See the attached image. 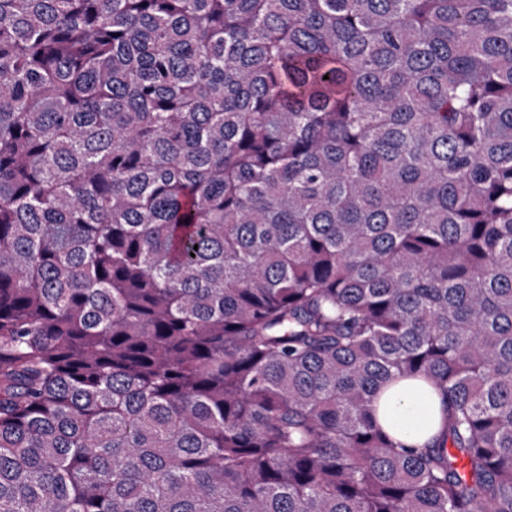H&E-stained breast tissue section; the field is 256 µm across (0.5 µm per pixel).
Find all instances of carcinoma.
<instances>
[{"label": "carcinoma", "mask_w": 512, "mask_h": 512, "mask_svg": "<svg viewBox=\"0 0 512 512\" xmlns=\"http://www.w3.org/2000/svg\"><path fill=\"white\" fill-rule=\"evenodd\" d=\"M0 512H512V0H0ZM407 381L384 388L379 394L377 417L385 427L389 414H395L403 417L408 422H414L421 414L422 410L417 399V389L406 387L400 389ZM440 417L441 413L439 399L436 396H433L432 409L430 413H426V424L424 428L419 432L411 429L399 433L401 440L406 445L415 446V448L423 446V444L429 441L437 432L440 423Z\"/></svg>", "instance_id": "obj_1"}]
</instances>
